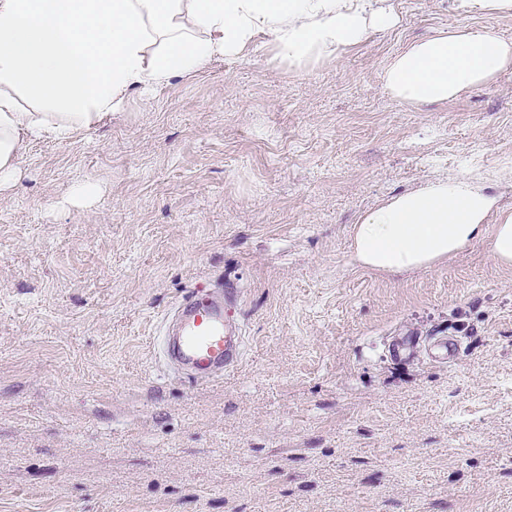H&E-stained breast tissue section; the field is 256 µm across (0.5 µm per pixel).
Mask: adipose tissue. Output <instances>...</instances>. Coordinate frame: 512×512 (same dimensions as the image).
Here are the masks:
<instances>
[{
    "instance_id": "ef3b65f1",
    "label": "adipose tissue",
    "mask_w": 512,
    "mask_h": 512,
    "mask_svg": "<svg viewBox=\"0 0 512 512\" xmlns=\"http://www.w3.org/2000/svg\"><path fill=\"white\" fill-rule=\"evenodd\" d=\"M388 0H0V191L30 139L69 140L123 105L213 57L272 35L302 68L390 29ZM512 68V39L492 25L409 44L383 73L405 104L445 102ZM512 267V211L473 177L426 181L366 211L352 258L377 272L430 268L479 240Z\"/></svg>"
}]
</instances>
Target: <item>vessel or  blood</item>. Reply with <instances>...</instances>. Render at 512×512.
I'll list each match as a JSON object with an SVG mask.
<instances>
[{
  "instance_id": "1",
  "label": "vessel or blood",
  "mask_w": 512,
  "mask_h": 512,
  "mask_svg": "<svg viewBox=\"0 0 512 512\" xmlns=\"http://www.w3.org/2000/svg\"><path fill=\"white\" fill-rule=\"evenodd\" d=\"M242 329L230 317L223 295L196 290L178 301L165 329L166 360L195 378L208 381L238 365Z\"/></svg>"
}]
</instances>
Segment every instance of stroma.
<instances>
[{
    "mask_svg": "<svg viewBox=\"0 0 512 512\" xmlns=\"http://www.w3.org/2000/svg\"><path fill=\"white\" fill-rule=\"evenodd\" d=\"M391 4L393 28L306 69L263 33L21 147L0 193V512H512V267L484 241L402 273L349 248L427 180L469 173L512 210V69L397 102L394 55L484 18ZM221 285L244 356L196 383L167 367L164 319ZM428 336L458 356L390 352Z\"/></svg>",
    "mask_w": 512,
    "mask_h": 512,
    "instance_id": "35a3bbf8",
    "label": "stroma"
}]
</instances>
